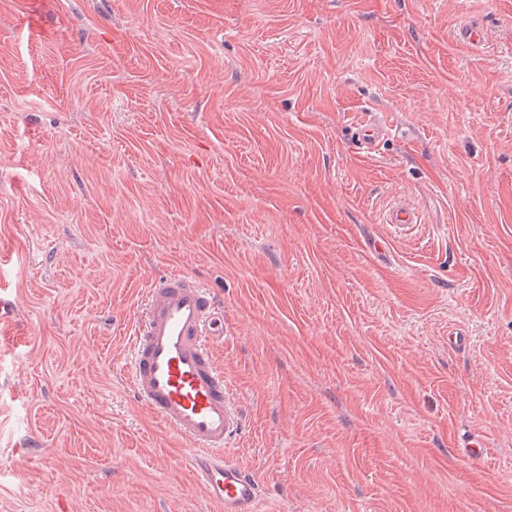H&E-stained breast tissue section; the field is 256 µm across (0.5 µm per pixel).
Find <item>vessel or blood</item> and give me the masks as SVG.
<instances>
[{
    "instance_id": "b4317fda",
    "label": "vessel or blood",
    "mask_w": 512,
    "mask_h": 512,
    "mask_svg": "<svg viewBox=\"0 0 512 512\" xmlns=\"http://www.w3.org/2000/svg\"><path fill=\"white\" fill-rule=\"evenodd\" d=\"M391 132L368 120L353 134L373 151ZM17 296L0 288V335L18 324ZM224 335V307L207 287L185 274L155 279L131 338L129 390L183 448L194 481L223 512H264L256 478L226 451L246 430L245 415L214 357Z\"/></svg>"
}]
</instances>
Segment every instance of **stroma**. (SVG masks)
I'll list each match as a JSON object with an SVG mask.
<instances>
[{"instance_id": "stroma-1", "label": "stroma", "mask_w": 512, "mask_h": 512, "mask_svg": "<svg viewBox=\"0 0 512 512\" xmlns=\"http://www.w3.org/2000/svg\"><path fill=\"white\" fill-rule=\"evenodd\" d=\"M1 247L0 512H221L126 381L166 273L268 512H512V0H0ZM392 131L388 124L370 119L356 124L353 134L360 146L371 153ZM0 335L6 336L13 332L18 324L19 306L17 296L5 284L0 285Z\"/></svg>"}]
</instances>
